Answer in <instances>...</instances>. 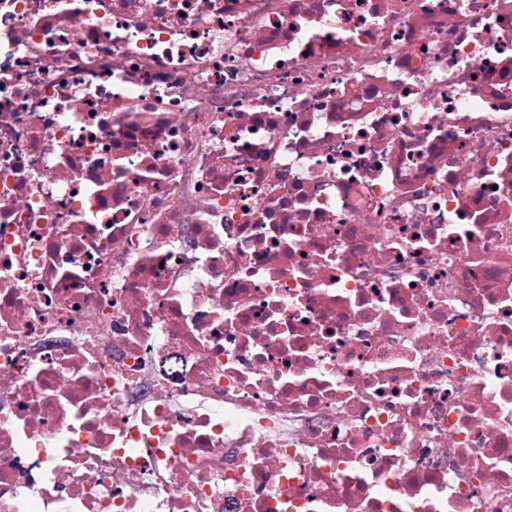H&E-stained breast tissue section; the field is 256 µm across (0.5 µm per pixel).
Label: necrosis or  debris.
Masks as SVG:
<instances>
[{"label": "necrosis or debris", "instance_id": "1", "mask_svg": "<svg viewBox=\"0 0 512 512\" xmlns=\"http://www.w3.org/2000/svg\"><path fill=\"white\" fill-rule=\"evenodd\" d=\"M0 512H512V0H0Z\"/></svg>", "mask_w": 512, "mask_h": 512}]
</instances>
